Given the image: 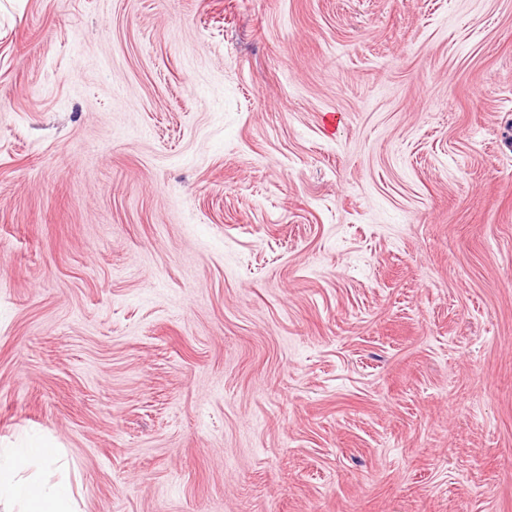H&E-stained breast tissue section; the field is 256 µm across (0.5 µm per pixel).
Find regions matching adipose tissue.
Returning <instances> with one entry per match:
<instances>
[{
	"label": "adipose tissue",
	"instance_id": "1",
	"mask_svg": "<svg viewBox=\"0 0 512 512\" xmlns=\"http://www.w3.org/2000/svg\"><path fill=\"white\" fill-rule=\"evenodd\" d=\"M56 462L51 448L0 450V499H7L18 512H74V494L67 480L39 482L38 475Z\"/></svg>",
	"mask_w": 512,
	"mask_h": 512
}]
</instances>
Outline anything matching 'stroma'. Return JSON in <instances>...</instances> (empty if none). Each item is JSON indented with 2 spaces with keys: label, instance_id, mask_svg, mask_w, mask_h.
<instances>
[{
  "label": "stroma",
  "instance_id": "35a3bbf8",
  "mask_svg": "<svg viewBox=\"0 0 512 512\" xmlns=\"http://www.w3.org/2000/svg\"><path fill=\"white\" fill-rule=\"evenodd\" d=\"M79 512H512V0H0V448Z\"/></svg>",
  "mask_w": 512,
  "mask_h": 512
}]
</instances>
